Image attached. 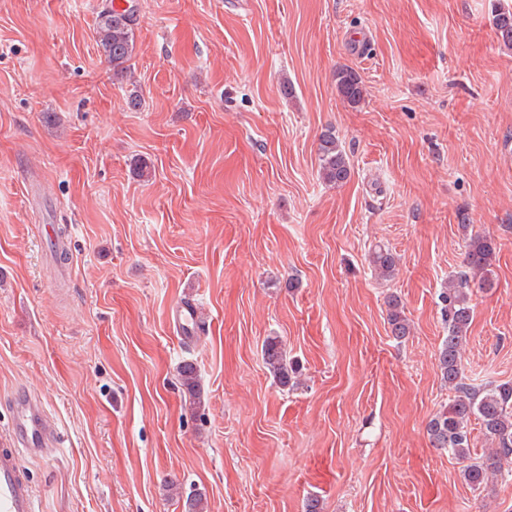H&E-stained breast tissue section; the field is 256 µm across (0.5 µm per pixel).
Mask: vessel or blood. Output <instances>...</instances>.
<instances>
[{
  "label": "vessel or blood",
  "instance_id": "1",
  "mask_svg": "<svg viewBox=\"0 0 512 512\" xmlns=\"http://www.w3.org/2000/svg\"><path fill=\"white\" fill-rule=\"evenodd\" d=\"M10 446L0 447V512H40L23 466L24 457H45L57 446L56 426L39 397L20 392L8 403Z\"/></svg>",
  "mask_w": 512,
  "mask_h": 512
}]
</instances>
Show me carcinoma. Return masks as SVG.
I'll return each instance as SVG.
<instances>
[{
	"mask_svg": "<svg viewBox=\"0 0 512 512\" xmlns=\"http://www.w3.org/2000/svg\"><path fill=\"white\" fill-rule=\"evenodd\" d=\"M494 24L503 43L512 46V10L497 11ZM136 18L130 9H106L96 23L97 43L112 67L114 78H124L130 69L135 43ZM336 87L344 101L357 105L363 100L364 88L360 77L352 70L336 73ZM320 175L329 185L339 186L350 175V162L336 136L329 130L322 133L319 144ZM495 261V247L490 238L473 235L466 243L464 270L448 280V288L440 294L448 336L438 354V367L448 389L454 392L448 404L428 421L426 429L435 448L448 450L463 463L465 482L474 490L487 486L499 478L512 481V470L502 471V461L512 460V383L492 382L473 386L465 382L460 350L466 340L473 317L472 285L491 288V267ZM370 264L383 278H390L396 269L394 255L381 248L372 253ZM390 332L397 338L409 335L408 320L398 300L389 302L387 318ZM262 354L267 369L280 385L286 387L296 373L283 355L279 341L265 340ZM181 385L190 397L199 395L198 378L194 367L185 365L180 373ZM479 422L484 435L493 447L476 455L471 437V421Z\"/></svg>",
	"mask_w": 512,
	"mask_h": 512,
	"instance_id": "1",
	"label": "carcinoma"
}]
</instances>
